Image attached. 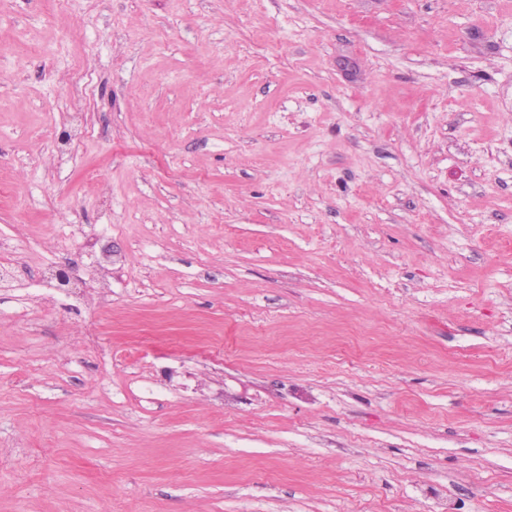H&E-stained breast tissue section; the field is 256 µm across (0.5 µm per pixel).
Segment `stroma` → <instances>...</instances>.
Masks as SVG:
<instances>
[{
  "label": "stroma",
  "instance_id": "35a3bbf8",
  "mask_svg": "<svg viewBox=\"0 0 512 512\" xmlns=\"http://www.w3.org/2000/svg\"><path fill=\"white\" fill-rule=\"evenodd\" d=\"M9 260L0 512H512V0H0Z\"/></svg>",
  "mask_w": 512,
  "mask_h": 512
}]
</instances>
